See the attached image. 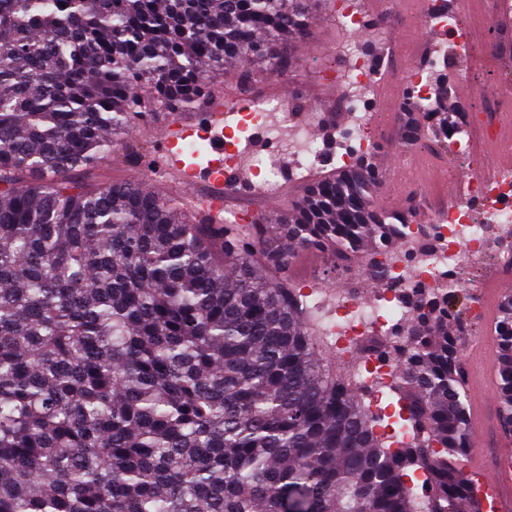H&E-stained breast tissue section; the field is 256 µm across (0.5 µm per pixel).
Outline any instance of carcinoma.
I'll use <instances>...</instances> for the list:
<instances>
[{
	"label": "carcinoma",
	"instance_id": "cac0c4a2",
	"mask_svg": "<svg viewBox=\"0 0 512 512\" xmlns=\"http://www.w3.org/2000/svg\"><path fill=\"white\" fill-rule=\"evenodd\" d=\"M307 0H0V512H482L452 295L408 300L397 432L323 363L292 267L315 250L386 283L408 211L378 207L377 151L291 201L282 223L181 218L136 181L72 179L225 64L283 73ZM401 146L455 125L437 80ZM497 418L512 432V293Z\"/></svg>",
	"mask_w": 512,
	"mask_h": 512
}]
</instances>
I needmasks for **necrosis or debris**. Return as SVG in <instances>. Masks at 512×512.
<instances>
[{"instance_id":"necrosis-or-debris-1","label":"necrosis or debris","mask_w":512,"mask_h":512,"mask_svg":"<svg viewBox=\"0 0 512 512\" xmlns=\"http://www.w3.org/2000/svg\"><path fill=\"white\" fill-rule=\"evenodd\" d=\"M501 2L468 0L464 9L451 13L442 9L441 0H420L419 14L409 16L408 21L429 30L445 31L457 59L464 61L474 52L469 41L472 23L493 29ZM438 68V58H428L424 65L416 66L403 50H394L390 72L400 100L412 97L424 104L433 101L436 97L433 73ZM379 75L376 60L357 50L346 53L343 63L330 68L326 75L327 81L339 88L340 104L351 116L350 125L337 130L336 157L342 163H349L353 155L366 153L375 145L368 135V127L375 117L370 92ZM472 97L479 102L493 128L512 123V91L501 87L491 90L476 84L472 87ZM241 119L261 126L262 136L269 145L265 154H252L244 160L262 175L270 192L280 191L277 176L286 159L302 166L318 160L319 148L309 132L323 121V113H309L306 121L300 123L295 113L267 106L261 110L246 109ZM467 180V203L442 209L428 221L436 241L434 249H420L418 238L412 233L405 238L401 252L381 256L392 284L391 289L383 290L381 300L363 301L356 287L358 275L350 269L343 271L340 287L325 296H313L315 325L324 339L336 342L349 364L354 383L381 390L391 387L398 379L396 363L380 364L360 355L366 338L387 333L407 319V312L394 302L395 291L465 288L468 282L462 272L471 259L481 256L494 258L502 267L512 264V251L498 248L487 230L491 224L512 225V176L487 181L481 165L471 162Z\"/></svg>"}]
</instances>
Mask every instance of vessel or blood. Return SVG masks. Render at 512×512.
Masks as SVG:
<instances>
[{
    "mask_svg": "<svg viewBox=\"0 0 512 512\" xmlns=\"http://www.w3.org/2000/svg\"><path fill=\"white\" fill-rule=\"evenodd\" d=\"M243 109L242 103H229L217 96L207 102L200 112L181 116L162 130V147L153 157V166L164 176L176 180L189 194L195 211L204 213L216 222H223L231 199L226 189L237 178V171L224 165V130ZM203 139L210 145L204 163H197L185 151L188 142ZM493 346L484 340L471 345L467 354L468 385L482 389L491 385ZM478 474L481 486L492 501H500L512 492V469L488 466L482 457H473L468 466Z\"/></svg>",
    "mask_w": 512,
    "mask_h": 512,
    "instance_id": "b4317fda",
    "label": "vessel or blood"
}]
</instances>
